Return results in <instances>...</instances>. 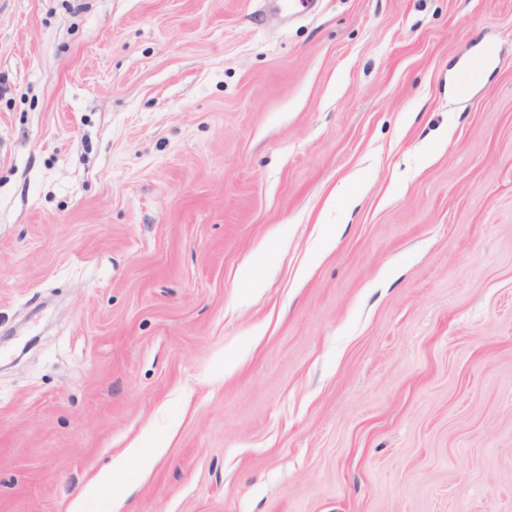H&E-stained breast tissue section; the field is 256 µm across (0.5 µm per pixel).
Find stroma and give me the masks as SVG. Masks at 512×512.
I'll return each instance as SVG.
<instances>
[{"label": "stroma", "mask_w": 512, "mask_h": 512, "mask_svg": "<svg viewBox=\"0 0 512 512\" xmlns=\"http://www.w3.org/2000/svg\"><path fill=\"white\" fill-rule=\"evenodd\" d=\"M0 0V512H512V0ZM162 452L163 448L161 447L139 448L129 446V448H123L112 457L111 466L96 474L85 489L70 501L65 512H86L87 500L98 487L103 485H109L120 490L116 495L113 494L110 508H122L125 500L119 495L122 490L116 481L117 478L132 466L136 467L142 476H146L150 472L154 461Z\"/></svg>", "instance_id": "stroma-1"}]
</instances>
